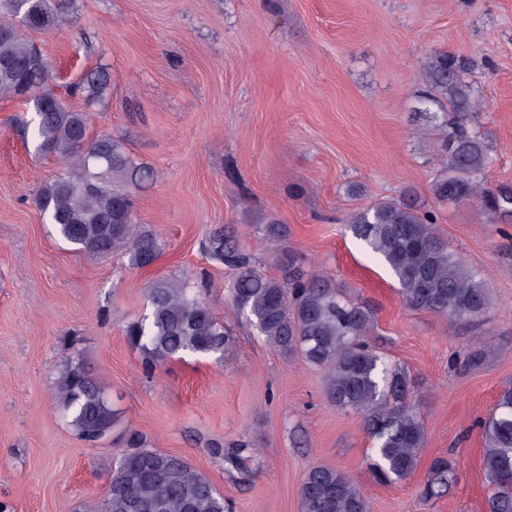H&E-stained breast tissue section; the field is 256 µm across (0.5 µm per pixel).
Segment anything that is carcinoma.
Returning <instances> with one entry per match:
<instances>
[{"instance_id":"1","label":"carcinoma","mask_w":512,"mask_h":512,"mask_svg":"<svg viewBox=\"0 0 512 512\" xmlns=\"http://www.w3.org/2000/svg\"><path fill=\"white\" fill-rule=\"evenodd\" d=\"M71 5L72 0H0V96L32 98L37 151L68 168L44 183L35 199L58 234L94 259L121 252L145 268L157 261L161 245L137 225L133 197L153 181V170L132 158L122 140L89 137L90 112L110 90L107 67L84 73L77 88L86 108L75 110L45 88L52 67L28 36L55 29ZM470 74L464 60L447 52L428 54L421 66L425 90L418 111L439 122L446 152L433 193L439 201L475 200L492 221L511 218L512 186L484 187L489 148L470 120L481 109ZM349 224L397 279L408 307L455 322L489 312L490 288L441 238L432 212L420 211L402 195L353 212ZM205 250L232 272V305L247 314L258 336L322 370L327 403L362 418L376 478L391 482L413 475L426 428L410 402L406 372L389 365L366 341L374 326L372 312L345 297L328 273L304 268L293 254L274 256L278 276L262 272L232 230H212ZM194 288L188 275L159 279L150 289L147 312L125 325L129 344L146 355L145 367L184 355H223L229 332ZM55 388L58 410L80 440L93 447L112 433L118 414L80 354L68 359ZM478 426L491 487L487 507L512 512L511 385L500 391ZM127 445L130 450L114 460L101 504L82 512H228L224 495L184 457L149 448L136 433ZM212 453L227 467L246 472L259 450L216 445ZM456 483L455 463L438 457L429 465L422 498L443 497ZM299 498L301 512H369L366 496L350 476L323 465L308 469Z\"/></svg>"}]
</instances>
